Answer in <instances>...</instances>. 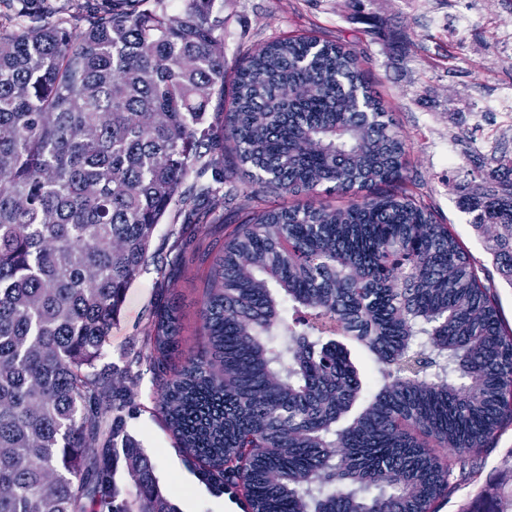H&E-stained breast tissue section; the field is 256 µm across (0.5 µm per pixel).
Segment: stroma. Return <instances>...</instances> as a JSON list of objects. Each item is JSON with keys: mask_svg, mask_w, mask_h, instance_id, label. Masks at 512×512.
<instances>
[{"mask_svg": "<svg viewBox=\"0 0 512 512\" xmlns=\"http://www.w3.org/2000/svg\"><path fill=\"white\" fill-rule=\"evenodd\" d=\"M475 9L480 23L463 30L459 12ZM224 18V60L233 69L247 52L271 41L299 36L355 43L374 95L389 113L407 151L405 186L447 224L480 275L491 285L500 315L512 328V281L490 250L495 226L475 229L460 207L459 190L486 174L471 157L481 128L493 127L500 151L512 156V6L505 0H365V16L350 0H217ZM221 196L202 197L211 173L193 172L188 187L195 206H171L158 225L149 260L127 291L121 312L102 347L99 366L133 365L136 408L126 431L151 458L159 484L179 512H242L239 495L202 481L156 412L164 376L135 363L157 311L176 307L180 366L202 348V300L211 266L237 224L257 208L292 204L289 195L252 194L232 152L224 154ZM438 512H512V422L487 447L454 469Z\"/></svg>", "mask_w": 512, "mask_h": 512, "instance_id": "35a3bbf8", "label": "stroma"}]
</instances>
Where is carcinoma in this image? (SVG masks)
Masks as SVG:
<instances>
[{
	"label": "carcinoma",
	"mask_w": 512,
	"mask_h": 512,
	"mask_svg": "<svg viewBox=\"0 0 512 512\" xmlns=\"http://www.w3.org/2000/svg\"><path fill=\"white\" fill-rule=\"evenodd\" d=\"M0 15V512H177L124 427L130 389L96 361L126 291L197 165L224 101L215 0H19ZM250 187L322 185L344 208L256 211L211 268L205 351L156 406L199 477L245 512H434L456 463L512 420V330L444 224L406 194V150L360 51L274 41L236 68L224 133ZM494 184L463 197L512 278V157L475 153ZM291 316H283V309ZM354 341L395 368L343 422L360 381ZM179 352L173 309L144 339ZM126 473L132 487L117 475Z\"/></svg>",
	"instance_id": "cac0c4a2"
}]
</instances>
